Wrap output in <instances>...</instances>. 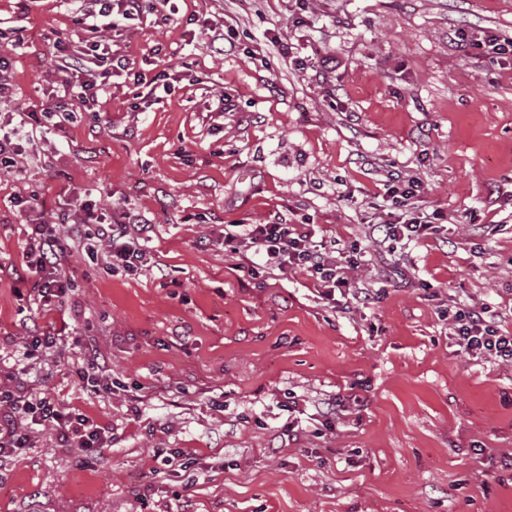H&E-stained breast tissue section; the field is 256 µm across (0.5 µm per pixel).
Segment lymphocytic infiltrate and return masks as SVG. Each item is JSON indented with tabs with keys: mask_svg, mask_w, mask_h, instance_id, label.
Listing matches in <instances>:
<instances>
[{
	"mask_svg": "<svg viewBox=\"0 0 512 512\" xmlns=\"http://www.w3.org/2000/svg\"><path fill=\"white\" fill-rule=\"evenodd\" d=\"M78 21L88 34L77 45L57 42L54 56L64 75L65 90L42 113H29V120L38 117H58L66 120L74 107L94 109L112 76H131L142 91L132 111H139L142 102L156 97L158 92H170L174 83L185 80L186 71L166 67L152 79L133 72L131 62L122 50L113 48L111 32L117 19L134 20L144 12L145 0H71ZM386 206L378 223L370 225L369 237L378 247L397 243L408 244L434 235L441 227L438 213L408 217L407 211L421 188L419 178L403 179L388 175L385 180ZM69 225L61 233V225ZM153 231L152 224L129 212H121L112 221H104L89 201L61 212L57 222L30 225L27 232L23 279L32 283L42 301L66 294L71 280L61 265L66 251H78L93 259L102 260L106 270L136 274L150 260L146 248ZM224 249L238 258L240 270L251 277L267 271L297 270L315 282L322 299L356 300L370 304L379 299L376 290L357 287L350 272L361 264V249L353 244L345 256L332 255L325 246L317 244L306 228L275 218L265 224H250L242 232L225 233ZM262 265H255V258ZM451 338L460 352L472 358L490 359L512 365V334L502 331L489 315L486 306L457 304L448 311ZM29 415L33 424L49 425L60 442L70 448H102L104 441L99 427L82 415L67 411L51 398L29 399L13 391H0V457L9 456L13 449L24 447L17 412Z\"/></svg>",
	"mask_w": 512,
	"mask_h": 512,
	"instance_id": "lymphocytic-infiltrate-1",
	"label": "lymphocytic infiltrate"
}]
</instances>
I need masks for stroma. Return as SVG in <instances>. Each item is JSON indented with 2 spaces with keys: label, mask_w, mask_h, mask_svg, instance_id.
Segmentation results:
<instances>
[{
  "label": "stroma",
  "mask_w": 512,
  "mask_h": 512,
  "mask_svg": "<svg viewBox=\"0 0 512 512\" xmlns=\"http://www.w3.org/2000/svg\"><path fill=\"white\" fill-rule=\"evenodd\" d=\"M175 5L179 22L123 19L112 37L135 69L185 65L191 81L134 112L135 85L112 78L99 111L30 130L0 174V388L26 380L105 441L94 457L26 425L0 458V512H512V367L457 352L440 313L470 299L512 331V55L485 45L512 38V0ZM1 28L23 31L7 132L61 93L53 45L82 32L67 0H0ZM390 171L421 179L417 207L444 228L397 246L404 273L379 302L333 305L294 270L255 280L224 251L225 225L280 214L359 244L353 276L379 287L367 224ZM79 197L148 220L151 262L109 275L65 254L73 289L50 310L11 270L27 224ZM36 333L56 343L25 359ZM90 347L111 392L77 376Z\"/></svg>",
  "instance_id": "1"
}]
</instances>
